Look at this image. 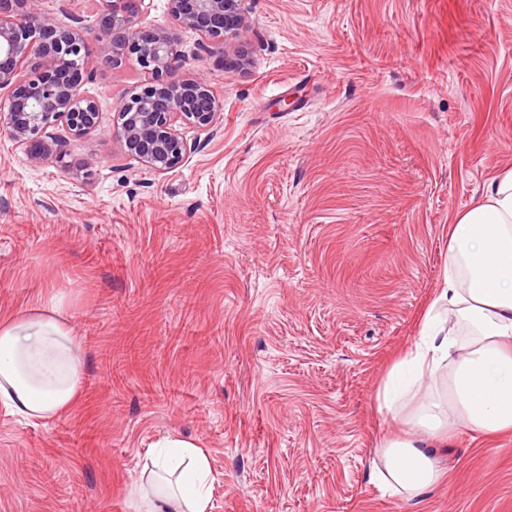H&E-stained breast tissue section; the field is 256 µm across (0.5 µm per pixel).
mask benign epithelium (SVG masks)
<instances>
[{"label": "benign epithelium", "instance_id": "benign-epithelium-1", "mask_svg": "<svg viewBox=\"0 0 512 512\" xmlns=\"http://www.w3.org/2000/svg\"><path fill=\"white\" fill-rule=\"evenodd\" d=\"M152 0H101L95 25L106 32L105 62L114 68L135 56L146 78L115 102L112 136L145 170L167 175L192 151L179 127L213 137L223 104L202 77L176 75L183 58L172 29L144 28L139 18ZM175 26L195 30L197 51L224 53V43L248 25L247 0H168ZM78 28L43 14L37 0H0V91L9 111L0 113V134L24 148L35 164L57 153L48 129L65 124L72 140L98 131L95 99L82 91L92 52Z\"/></svg>", "mask_w": 512, "mask_h": 512}]
</instances>
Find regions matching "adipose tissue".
<instances>
[{
	"mask_svg": "<svg viewBox=\"0 0 512 512\" xmlns=\"http://www.w3.org/2000/svg\"><path fill=\"white\" fill-rule=\"evenodd\" d=\"M83 344L59 295L0 315V404L29 423L69 413L82 391ZM380 412L408 433L387 439L376 478L408 499L441 472L427 452L456 428L512 430V169L448 226V267L421 336L378 387ZM212 469L199 445L168 440L147 454L133 512H211Z\"/></svg>",
	"mask_w": 512,
	"mask_h": 512,
	"instance_id": "1",
	"label": "adipose tissue"
}]
</instances>
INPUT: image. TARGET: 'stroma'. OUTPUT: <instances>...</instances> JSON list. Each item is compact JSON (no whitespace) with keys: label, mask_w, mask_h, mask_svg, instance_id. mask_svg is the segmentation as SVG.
<instances>
[{"label":"stroma","mask_w":512,"mask_h":512,"mask_svg":"<svg viewBox=\"0 0 512 512\" xmlns=\"http://www.w3.org/2000/svg\"><path fill=\"white\" fill-rule=\"evenodd\" d=\"M248 4L223 56L179 30L223 120L159 176L112 136L144 74L101 62L98 0L39 2L97 55L102 122L40 165L0 136V314L65 294L83 390L47 423L0 406V512H130L169 438L207 449L211 512H512V431L448 435L409 501L372 474L451 219L512 167V0Z\"/></svg>","instance_id":"stroma-1"}]
</instances>
